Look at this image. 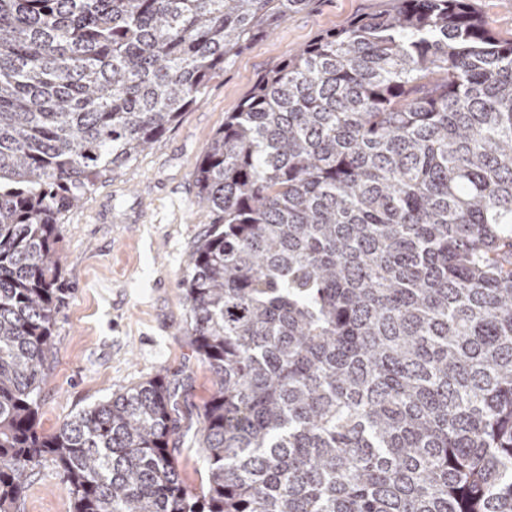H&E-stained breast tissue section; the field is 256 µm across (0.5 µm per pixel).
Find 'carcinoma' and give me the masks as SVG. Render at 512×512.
<instances>
[{"label": "carcinoma", "instance_id": "carcinoma-1", "mask_svg": "<svg viewBox=\"0 0 512 512\" xmlns=\"http://www.w3.org/2000/svg\"><path fill=\"white\" fill-rule=\"evenodd\" d=\"M309 0H0V512H512V40L468 0L289 54L194 172L182 281L207 484L157 376L38 430L63 213ZM72 495L61 470L42 460L28 481L23 512H72Z\"/></svg>", "mask_w": 512, "mask_h": 512}]
</instances>
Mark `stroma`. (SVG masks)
<instances>
[{
    "mask_svg": "<svg viewBox=\"0 0 512 512\" xmlns=\"http://www.w3.org/2000/svg\"><path fill=\"white\" fill-rule=\"evenodd\" d=\"M386 5L310 0L227 65L171 133L65 214L55 352L39 394L43 434L114 392L168 376L180 383L177 466L187 485L200 488L206 471L197 413L212 392L213 375L186 336L181 280L213 215L197 197L194 171L225 113L236 110L260 76L321 33ZM23 512H72L69 486L51 459L34 469Z\"/></svg>",
    "mask_w": 512,
    "mask_h": 512,
    "instance_id": "1",
    "label": "stroma"
}]
</instances>
